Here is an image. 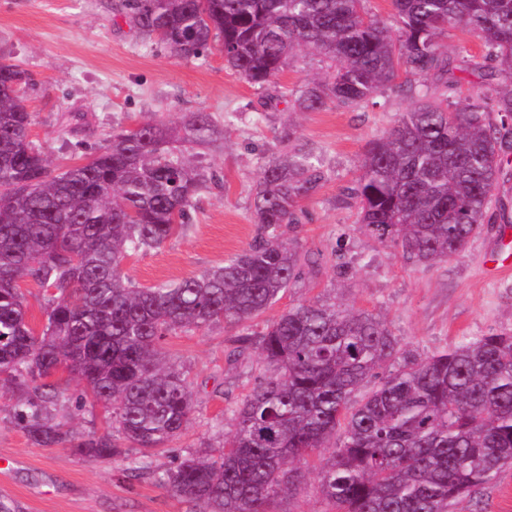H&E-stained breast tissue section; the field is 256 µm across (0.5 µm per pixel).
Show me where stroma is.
Returning a JSON list of instances; mask_svg holds the SVG:
<instances>
[{
	"label": "stroma",
	"mask_w": 512,
	"mask_h": 512,
	"mask_svg": "<svg viewBox=\"0 0 512 512\" xmlns=\"http://www.w3.org/2000/svg\"><path fill=\"white\" fill-rule=\"evenodd\" d=\"M113 3L0 0V53L38 80L27 105L35 115L32 137L51 159L52 173L78 162L84 147L103 143L116 124L205 112L223 129V138L199 149L216 182L201 189L183 230L124 261L122 270L134 283L149 287L203 274L253 241L259 171L279 153L281 132L290 126L300 144L321 156L326 171L322 185L301 202V224L286 230L311 264L252 331L302 300L321 297L383 314L402 344L421 355L512 332V271L493 273L488 264L505 238L497 210L489 211L460 254L433 266L407 262L355 222L349 190L361 173L365 145L413 99L389 86L367 104L330 102L302 112L294 100L305 80L327 70L326 57L295 52L275 88L254 87L226 65L219 45L197 59L175 58L142 36ZM441 43L452 67L464 70L458 101L489 96L479 39L455 27ZM238 334L220 323L163 341L167 358L186 375L196 412L186 431L152 455L154 469L223 445L232 429L228 409L268 370L256 346L238 347ZM12 402L11 395L0 396V498L13 500L21 512H191L190 504L152 479L127 476L126 458L100 463L66 448L33 446L13 421ZM454 512H512V468L479 497L459 501Z\"/></svg>",
	"instance_id": "1"
}]
</instances>
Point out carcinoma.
I'll return each mask as SVG.
<instances>
[{
    "label": "carcinoma",
    "instance_id": "cac0c4a2",
    "mask_svg": "<svg viewBox=\"0 0 512 512\" xmlns=\"http://www.w3.org/2000/svg\"><path fill=\"white\" fill-rule=\"evenodd\" d=\"M366 0H121L117 12L178 58L219 42L226 64L265 88L305 49L331 71L301 87L298 107L372 100L399 72L416 99L371 140L354 188L359 228L416 265L446 262L480 232L512 150V0H392L400 33ZM463 26L500 66L492 99L448 109L457 81L440 36ZM437 80L439 98L419 80ZM34 75L0 56V384L22 394L13 419L39 448L110 460L138 450L133 477L151 476L193 512H272L299 490L308 457L334 512H452L512 466V334L492 333L425 356L407 352L381 315L343 302L297 303L252 337L271 367L232 410L218 451L180 457L163 474L148 452L191 424L185 374L160 343L179 332L244 326L301 278L307 255L284 237L300 201L325 180L295 145L260 170L255 240L224 265L176 283L137 287L121 270L188 219L205 174L189 158L213 139L209 115L177 125L148 118L112 128L84 162L51 175L32 139ZM53 289L35 329L23 287ZM65 372L109 412L110 431L79 439L53 411L70 402ZM360 399H354L359 391Z\"/></svg>",
    "mask_w": 512,
    "mask_h": 512
}]
</instances>
